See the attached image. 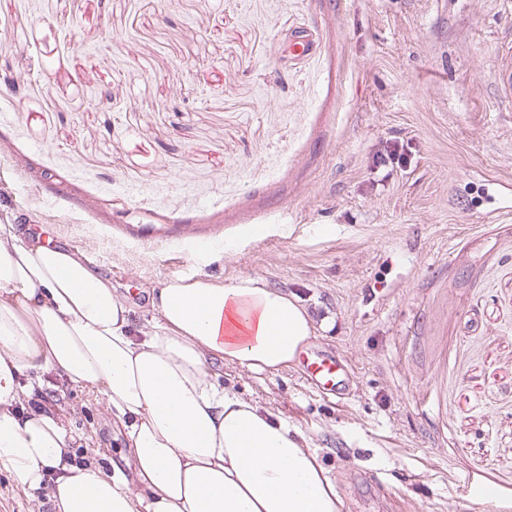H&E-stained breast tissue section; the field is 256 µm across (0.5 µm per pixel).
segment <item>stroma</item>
<instances>
[{
    "mask_svg": "<svg viewBox=\"0 0 512 512\" xmlns=\"http://www.w3.org/2000/svg\"><path fill=\"white\" fill-rule=\"evenodd\" d=\"M512 0H0V210L156 319L173 276L253 277L349 364L224 367L317 448L341 512H512ZM75 463L125 437L43 376ZM494 489L482 499L475 490ZM496 89L501 100L512 102V43L503 42L497 51L494 67ZM305 367L307 380L318 386L324 393H338L343 368L336 358L325 354H316L310 359L307 358Z\"/></svg>",
    "mask_w": 512,
    "mask_h": 512,
    "instance_id": "1",
    "label": "stroma"
}]
</instances>
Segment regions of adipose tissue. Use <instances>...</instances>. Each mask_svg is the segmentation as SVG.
<instances>
[{
  "mask_svg": "<svg viewBox=\"0 0 512 512\" xmlns=\"http://www.w3.org/2000/svg\"><path fill=\"white\" fill-rule=\"evenodd\" d=\"M151 306L158 320L133 328L81 252L22 238L0 210V473L26 492L53 481V512H341L306 436L211 369L293 364L310 313L258 278L174 277ZM47 372L100 396L123 428L111 473L70 462L63 408L33 400Z\"/></svg>",
  "mask_w": 512,
  "mask_h": 512,
  "instance_id": "adipose-tissue-1",
  "label": "adipose tissue"
}]
</instances>
